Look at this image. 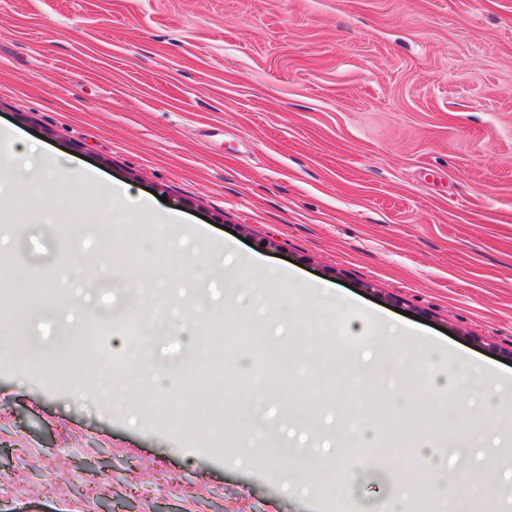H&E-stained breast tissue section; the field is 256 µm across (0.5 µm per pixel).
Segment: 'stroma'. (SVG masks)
Masks as SVG:
<instances>
[{
	"label": "stroma",
	"instance_id": "35a3bbf8",
	"mask_svg": "<svg viewBox=\"0 0 512 512\" xmlns=\"http://www.w3.org/2000/svg\"><path fill=\"white\" fill-rule=\"evenodd\" d=\"M0 124L131 196L115 224L0 156V512H383L405 427L481 485L472 512H512V445L448 447L421 383L402 410L340 382L400 359L379 313L512 371V0H0ZM138 197L208 227L181 278ZM230 235L266 267L228 306ZM73 273L83 307L48 312ZM340 399L366 447L336 442Z\"/></svg>",
	"mask_w": 512,
	"mask_h": 512
}]
</instances>
